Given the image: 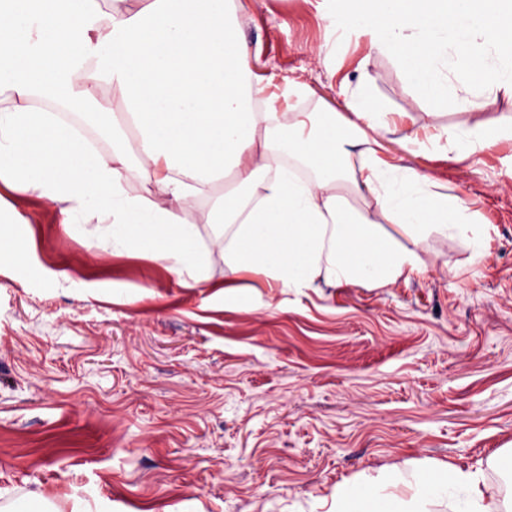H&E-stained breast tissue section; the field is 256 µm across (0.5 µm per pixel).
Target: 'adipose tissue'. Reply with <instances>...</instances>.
Returning a JSON list of instances; mask_svg holds the SVG:
<instances>
[{
  "instance_id": "1",
  "label": "adipose tissue",
  "mask_w": 512,
  "mask_h": 512,
  "mask_svg": "<svg viewBox=\"0 0 512 512\" xmlns=\"http://www.w3.org/2000/svg\"><path fill=\"white\" fill-rule=\"evenodd\" d=\"M6 0L0 6V214L29 224L14 198L50 203L63 224L95 229L106 256L161 262L184 288L225 287L245 274L296 294L380 288L422 275L429 230L467 242L472 262L492 229L447 183L405 163L432 151L472 155L505 135L499 123L447 131L417 126L387 138L389 112L368 72L306 112V85L261 83L259 50L236 34L242 0ZM111 96L96 97L97 88ZM196 210L210 232L199 241ZM400 226L396 238L387 225ZM410 499L393 474L336 490L334 512H512L482 467L428 466Z\"/></svg>"
}]
</instances>
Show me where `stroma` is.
I'll list each match as a JSON object with an SVG mask.
<instances>
[{
	"instance_id": "35a3bbf8",
	"label": "stroma",
	"mask_w": 512,
	"mask_h": 512,
	"mask_svg": "<svg viewBox=\"0 0 512 512\" xmlns=\"http://www.w3.org/2000/svg\"><path fill=\"white\" fill-rule=\"evenodd\" d=\"M236 28L274 83L342 105L358 66L430 129L512 124V99L434 108L367 37L337 43L316 0H244ZM412 165L494 228L487 255L435 234L423 275L299 295L249 274L183 288L139 256L95 257L38 206L0 243V512H329L337 486L413 464L492 467L512 448V138Z\"/></svg>"
}]
</instances>
